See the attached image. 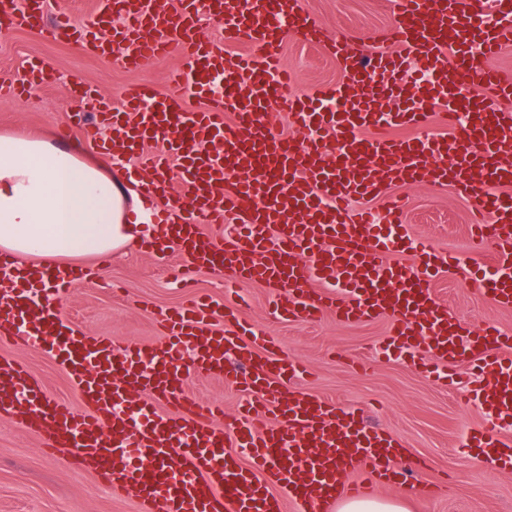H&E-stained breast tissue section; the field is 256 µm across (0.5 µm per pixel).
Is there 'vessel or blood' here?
Instances as JSON below:
<instances>
[{
  "instance_id": "vessel-or-blood-1",
  "label": "vessel or blood",
  "mask_w": 512,
  "mask_h": 512,
  "mask_svg": "<svg viewBox=\"0 0 512 512\" xmlns=\"http://www.w3.org/2000/svg\"><path fill=\"white\" fill-rule=\"evenodd\" d=\"M46 4L0 0V29L35 25L46 39L81 43L129 70L176 59L174 84L205 103L189 108L180 93L149 83L128 86L117 103L88 85L70 88L105 131L96 148L117 163L137 161L143 196L173 197L177 218L141 215L158 233L157 260L175 250L187 277L207 269L271 286L288 322L327 311L345 323L390 315V349L473 360L491 378L474 394L493 419L470 443L512 468V443L499 437L512 425V333L495 322L462 325L436 300L433 281L455 260L402 229L405 198H384L380 214L351 207L383 198L391 184L452 187L470 201L475 235L494 249L493 274L473 284L492 305L512 307V113L494 104L512 97V70L491 63L512 45V0H492L491 24L480 0H391V24L372 35L382 52H360L356 35L343 32L327 46L341 80L304 91L281 60L288 35L321 31L299 0H180L173 13L160 0H96L82 25L66 0L51 14ZM212 16L219 35L200 37V20ZM232 44L248 54L228 53ZM416 61L421 82L408 77ZM58 78L27 61L0 80V100L38 96ZM272 111L287 114L295 135L269 126ZM436 115L451 137L431 133ZM398 127L414 137H393ZM224 223L233 230L219 242L200 231ZM396 252L416 259L396 262ZM87 275L80 265L23 266L0 251V341L42 351L74 391L48 397L23 363L1 357L0 416L65 467L91 473L111 494H133L144 512H283L287 501L294 512H329L339 498L402 484L388 433L295 390L304 366L241 322L237 303L225 302L217 331L213 299L193 296L159 318V344L137 345L60 316L65 288ZM312 281L321 290L309 291ZM195 373L251 399L225 416L187 390ZM272 387L283 396L269 402Z\"/></svg>"
}]
</instances>
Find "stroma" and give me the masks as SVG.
Returning <instances> with one entry per match:
<instances>
[{"label": "stroma", "instance_id": "stroma-1", "mask_svg": "<svg viewBox=\"0 0 512 512\" xmlns=\"http://www.w3.org/2000/svg\"><path fill=\"white\" fill-rule=\"evenodd\" d=\"M303 9L320 23L326 40L347 30L365 38L392 20L390 0H301ZM283 59L293 71L298 88L335 83L341 70L323 49L299 36L289 37L282 47ZM38 57L61 76L33 100H0V133L55 141L57 127L66 122L76 104L67 88L88 83L112 96H120L132 83L150 82L164 94L168 63L150 62L136 71L107 62L67 41H49L35 29L19 27L0 34V76L10 75L26 59ZM409 206L405 226L438 249L458 257L459 266L439 274L433 289L449 311L470 324L497 321L512 330V310L492 306L466 279L472 263L489 262L487 251L471 239L468 205L451 189L414 186L406 191ZM89 267L88 280L71 288L62 313L67 321L95 336H123L139 344H154L160 332L154 313L178 305L182 292L174 276L183 263L171 254L160 263L137 243L109 255L107 262L82 257ZM195 286L215 300L224 296L244 302L241 317L276 340L283 353L301 361L306 374L299 389L330 399L361 413L365 425L382 429L403 444L404 469L415 470L414 482L385 488L381 494L404 500L409 512H512V470L498 468L492 457H475L466 448L470 431L487 420L486 411L466 396L463 382L470 362L454 365L432 362L438 373L451 371L460 383L443 386L415 368L409 357H386L381 348L391 320L382 315L364 323L344 324L324 314L317 322L280 321L268 305L272 293L264 284L226 283L223 275L200 271ZM21 359L32 375L55 398L73 395L63 370L39 351L0 343V356ZM199 398L234 412L242 393L224 380L205 373L188 384ZM448 479V493L428 498L422 483ZM0 512H142L134 495H113L87 472L67 469L40 450L38 438L19 429L9 417L0 416Z\"/></svg>", "mask_w": 512, "mask_h": 512}]
</instances>
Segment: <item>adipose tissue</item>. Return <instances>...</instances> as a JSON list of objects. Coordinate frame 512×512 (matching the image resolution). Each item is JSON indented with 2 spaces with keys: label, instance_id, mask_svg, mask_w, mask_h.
<instances>
[{
  "label": "adipose tissue",
  "instance_id": "ef3b65f1",
  "mask_svg": "<svg viewBox=\"0 0 512 512\" xmlns=\"http://www.w3.org/2000/svg\"><path fill=\"white\" fill-rule=\"evenodd\" d=\"M128 197L77 150L0 135V249L32 260L111 254L128 244Z\"/></svg>",
  "mask_w": 512,
  "mask_h": 512
}]
</instances>
